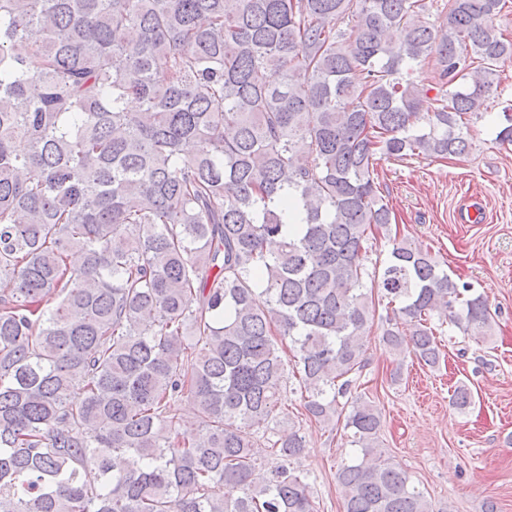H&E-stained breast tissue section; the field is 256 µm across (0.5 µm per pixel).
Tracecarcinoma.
<instances>
[{
  "instance_id": "1",
  "label": "carcinoma",
  "mask_w": 512,
  "mask_h": 512,
  "mask_svg": "<svg viewBox=\"0 0 512 512\" xmlns=\"http://www.w3.org/2000/svg\"><path fill=\"white\" fill-rule=\"evenodd\" d=\"M506 2L445 0L438 37L425 0H0V512H314L281 342L350 429L344 512H434L357 392L376 306L429 367L496 321L404 239L367 269L375 168L468 153Z\"/></svg>"
}]
</instances>
